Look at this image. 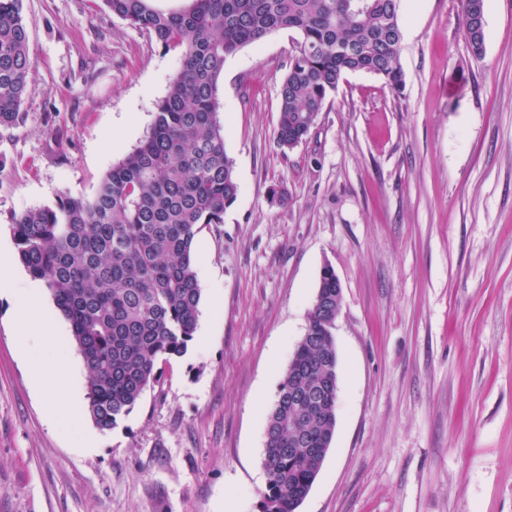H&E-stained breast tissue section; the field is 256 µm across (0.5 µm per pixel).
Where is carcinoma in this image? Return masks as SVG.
<instances>
[{
  "label": "carcinoma",
  "mask_w": 512,
  "mask_h": 512,
  "mask_svg": "<svg viewBox=\"0 0 512 512\" xmlns=\"http://www.w3.org/2000/svg\"><path fill=\"white\" fill-rule=\"evenodd\" d=\"M112 14L177 50L181 68L157 104L151 131L112 166L89 197L64 194L12 219L18 256L70 322L88 370L87 411L101 429L127 416L183 356L197 327L201 288L193 243L224 223L237 199L233 159L219 119L227 56L273 32L300 35L279 82L277 145L291 149L315 124L348 73L366 72L400 91V0H104ZM466 39L480 53L486 0H461ZM22 0H0V128L23 121L31 69ZM334 326L311 307L266 424L262 466L267 512H297L336 429ZM315 401L313 421L292 423L288 385Z\"/></svg>",
  "instance_id": "carcinoma-1"
}]
</instances>
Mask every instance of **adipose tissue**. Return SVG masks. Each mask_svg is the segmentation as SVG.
Instances as JSON below:
<instances>
[{
  "label": "adipose tissue",
  "instance_id": "obj_1",
  "mask_svg": "<svg viewBox=\"0 0 512 512\" xmlns=\"http://www.w3.org/2000/svg\"><path fill=\"white\" fill-rule=\"evenodd\" d=\"M13 257L0 248V297H8L16 308L26 311L27 323L18 336L16 347L31 360V381L48 393L46 413L52 420H79L83 413L79 386L81 371L65 352H62L63 332L42 307L43 291L38 283L20 284L5 276L12 267ZM67 397L59 403L57 394Z\"/></svg>",
  "mask_w": 512,
  "mask_h": 512
}]
</instances>
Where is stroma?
I'll return each instance as SVG.
<instances>
[{"label": "stroma", "instance_id": "1", "mask_svg": "<svg viewBox=\"0 0 512 512\" xmlns=\"http://www.w3.org/2000/svg\"><path fill=\"white\" fill-rule=\"evenodd\" d=\"M32 68L0 129L12 218L91 195L146 136L179 65L103 0H23ZM404 87L344 76L307 139L275 140L298 35L224 62L239 186L194 242L187 353L95 454L49 421L0 300V512H263L268 413L324 265L343 288L336 430L299 512H512V0L474 53L460 0H400Z\"/></svg>", "mask_w": 512, "mask_h": 512}]
</instances>
